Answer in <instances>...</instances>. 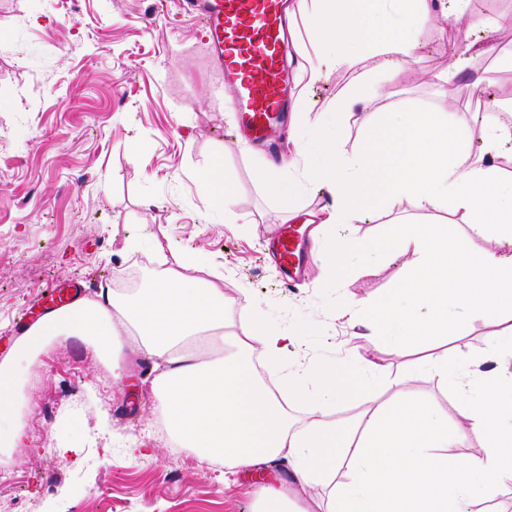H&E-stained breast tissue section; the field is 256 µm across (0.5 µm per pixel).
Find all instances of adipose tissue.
<instances>
[{
  "label": "adipose tissue",
  "mask_w": 512,
  "mask_h": 512,
  "mask_svg": "<svg viewBox=\"0 0 512 512\" xmlns=\"http://www.w3.org/2000/svg\"><path fill=\"white\" fill-rule=\"evenodd\" d=\"M456 2L315 0L309 27L317 57L309 83L320 80L326 65L379 60L329 103L337 124L376 95L379 79L394 80L419 55L423 25L465 23ZM459 110L448 103L364 113L354 152H340L335 135L318 131L316 147L297 144L301 178L269 184L285 202L327 192L328 224L370 220L386 203L404 198L421 213H463L494 238L497 247L489 250L478 236L450 241L433 225L397 221L381 246L345 234L331 254L341 279L353 260L418 253V267L401 275L388 295L369 306L347 305L357 325L393 348L427 336H460L462 315L497 326L482 346L465 342L454 359L427 360L448 387L477 395L460 409L459 430L449 432L447 418L405 388L357 422L323 421L328 403L370 395L375 363L360 356L280 374L281 364L303 345V332L272 325L252 297L229 300L203 279L206 257L186 254L178 267L159 271L151 287L125 297L100 289L45 315L19 338L0 361V447L22 441L24 384L47 344L60 337L87 342L117 378L123 339L130 336L150 363L152 411L179 447L204 461L223 460L229 469L287 463L294 488L261 489L257 512H312L301 491L343 468L348 476L332 487L326 512H474L475 505L497 499L512 481V170L499 162L504 149L512 150V123L502 121L496 100L487 101L485 136L473 147L457 121ZM234 308L247 322L244 332L227 327ZM204 344L224 346L225 353L201 362ZM489 362L497 363L496 371L486 370ZM290 401L310 407L302 426L286 408ZM471 432L483 437L480 453L455 456Z\"/></svg>",
  "instance_id": "ef3b65f1"
}]
</instances>
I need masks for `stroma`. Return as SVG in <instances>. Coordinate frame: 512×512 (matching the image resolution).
<instances>
[{"instance_id": "stroma-1", "label": "stroma", "mask_w": 512, "mask_h": 512, "mask_svg": "<svg viewBox=\"0 0 512 512\" xmlns=\"http://www.w3.org/2000/svg\"><path fill=\"white\" fill-rule=\"evenodd\" d=\"M289 2V65L302 72L314 60L313 3ZM421 40L419 58L364 111L387 98L439 106L434 75L448 67L452 48L471 42L480 55L452 74L448 90L464 103L457 119L479 143L485 102L512 101V28L487 34L438 22L423 27ZM231 101L202 22L175 0H0V355L44 287L78 280L91 297L110 278L134 294L153 278L157 252L194 251L209 257L210 282L227 297L247 286L271 324L306 330L302 363L359 352L380 368L375 395L388 398L408 378L456 427L465 396L433 372H406L453 341L435 337L398 354L380 337L352 336L338 316L347 299L388 294L417 253L354 265L342 281L315 259L307 284L282 288L264 245L288 210L256 170L267 167L276 179L284 172L237 135ZM134 147L144 164L133 163ZM218 157L234 198L228 216L205 210L195 178ZM133 236L144 242L135 268L126 247ZM39 361L28 380L25 438L7 467L14 479L0 483V512H251L260 485L289 477L284 466L214 470L192 449L169 446L136 354L118 382L76 339L54 341ZM63 445L73 449L65 458Z\"/></svg>"}]
</instances>
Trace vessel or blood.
<instances>
[{
    "label": "vessel or blood",
    "mask_w": 512,
    "mask_h": 512,
    "mask_svg": "<svg viewBox=\"0 0 512 512\" xmlns=\"http://www.w3.org/2000/svg\"><path fill=\"white\" fill-rule=\"evenodd\" d=\"M179 7L204 23L211 60L234 93L242 134L253 145H266L289 111L288 13L282 0H179ZM271 252L282 286H300L305 252L297 229L283 225ZM65 302L51 285L32 306L44 315Z\"/></svg>",
    "instance_id": "obj_1"
}]
</instances>
